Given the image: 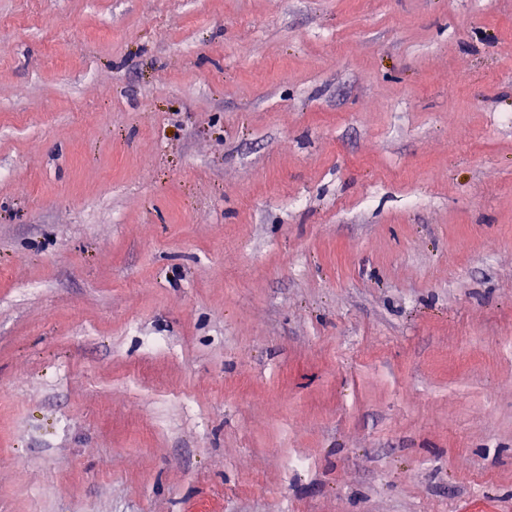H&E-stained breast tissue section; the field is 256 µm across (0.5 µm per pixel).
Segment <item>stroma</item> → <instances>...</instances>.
Masks as SVG:
<instances>
[{
	"label": "stroma",
	"mask_w": 512,
	"mask_h": 512,
	"mask_svg": "<svg viewBox=\"0 0 512 512\" xmlns=\"http://www.w3.org/2000/svg\"><path fill=\"white\" fill-rule=\"evenodd\" d=\"M0 512H512V0H0Z\"/></svg>",
	"instance_id": "35a3bbf8"
}]
</instances>
